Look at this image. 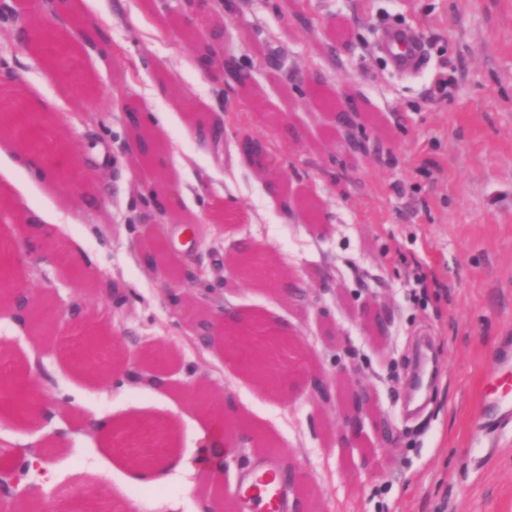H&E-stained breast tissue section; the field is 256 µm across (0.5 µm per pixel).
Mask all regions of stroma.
I'll return each mask as SVG.
<instances>
[{
    "instance_id": "stroma-1",
    "label": "stroma",
    "mask_w": 512,
    "mask_h": 512,
    "mask_svg": "<svg viewBox=\"0 0 512 512\" xmlns=\"http://www.w3.org/2000/svg\"><path fill=\"white\" fill-rule=\"evenodd\" d=\"M210 2L222 32L215 51L254 77V93L205 76L200 42L167 24L181 0H75L72 14L50 0H0V60L21 77L25 98L44 105L46 147L79 179L34 176L13 154L1 160L0 185L10 184L18 206L0 205V243L14 251L13 285L61 312L86 313L37 333L0 301V357L15 367L45 352L35 386L54 408L35 425L0 418V467L19 470L23 446L45 457L57 477L40 492V512L91 497L105 512H200L207 499L218 512H247L237 487L270 455L302 470L303 487L286 492L302 495L303 512H512V418L478 426L495 360L512 349V0ZM34 19L70 39L77 79H63L40 48L17 44L15 28ZM81 19L102 27L109 46L82 43ZM388 25L421 36L417 73H396L379 52ZM309 74L354 96L360 113L350 128H332ZM132 105L156 119V167H132ZM214 115L224 118L223 138L198 141V119ZM245 135L265 143L293 206L245 161ZM98 147L112 160L100 173L89 162ZM164 178L179 203L160 231L174 264L200 273L188 308L170 304L143 259ZM28 202L49 217L50 236L31 239L18 212ZM181 225L198 229L185 249L173 242ZM240 241L299 279V300L238 282L229 255ZM313 270L316 285L306 277ZM104 277L114 294L100 291ZM375 301L392 312L383 341L356 317ZM227 311L291 322L303 354L296 370L263 384L235 367L230 350L201 343L196 315ZM90 324L118 336L130 379L105 380L61 352L63 337ZM340 333L393 435L367 462L338 447L334 407H315L304 387L306 373L344 362ZM421 336L433 342L434 378L411 416ZM201 381L234 401L224 411L229 465L208 498L187 471L154 487L108 467L102 449L127 461L126 429L143 421L194 454ZM101 423L110 433L98 432Z\"/></svg>"
}]
</instances>
